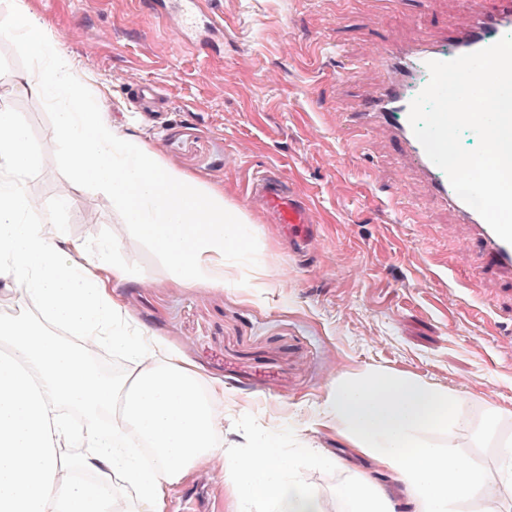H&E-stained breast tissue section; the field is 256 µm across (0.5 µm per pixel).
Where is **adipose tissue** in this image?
Instances as JSON below:
<instances>
[{"label": "adipose tissue", "instance_id": "obj_1", "mask_svg": "<svg viewBox=\"0 0 512 512\" xmlns=\"http://www.w3.org/2000/svg\"><path fill=\"white\" fill-rule=\"evenodd\" d=\"M43 163L26 126L0 104V299H29L37 319L0 317V512H168L169 495L198 471H231L229 512H322L304 467L332 463L319 448L291 462L264 434L224 451V384L204 382L144 331H128L112 286L131 279L107 245L71 238L38 205L25 176ZM112 347L133 373L123 382L91 365ZM318 426L365 460L336 498L350 512H512V438L487 468L464 453L456 395L374 367L331 386ZM402 490L391 502L376 482Z\"/></svg>", "mask_w": 512, "mask_h": 512}]
</instances>
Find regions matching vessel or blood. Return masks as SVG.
I'll use <instances>...</instances> for the list:
<instances>
[{
    "label": "vessel or blood",
    "instance_id": "obj_1",
    "mask_svg": "<svg viewBox=\"0 0 512 512\" xmlns=\"http://www.w3.org/2000/svg\"><path fill=\"white\" fill-rule=\"evenodd\" d=\"M492 12H475L461 27L450 29L441 39L422 32L413 44L391 42L377 49L383 70L381 85L362 104L357 119L360 125L386 130L397 145L401 168L409 181L423 185L437 205L453 212L458 223L468 225L466 248L476 258L477 268L512 281V244L502 240L451 186L445 172L426 155L415 137L409 109L412 99L429 80L426 67L430 61H448L486 48L512 34V0H496ZM211 0H154V11L169 19V29L179 43L196 30L212 31L220 25L209 14ZM251 194L257 198L275 223L287 225L292 240L308 246L315 239V211L309 200L296 193L284 176H267L254 180Z\"/></svg>",
    "mask_w": 512,
    "mask_h": 512
}]
</instances>
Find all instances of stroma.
Instances as JSON below:
<instances>
[{"label":"stroma","mask_w":512,"mask_h":512,"mask_svg":"<svg viewBox=\"0 0 512 512\" xmlns=\"http://www.w3.org/2000/svg\"><path fill=\"white\" fill-rule=\"evenodd\" d=\"M75 64L112 125L139 135L167 167L224 188L259 243L257 267L233 264V281L179 288L140 244L112 255L153 285L115 286L129 329L147 330L185 356L202 378L232 391L224 403L225 447L242 433L283 432L296 455L308 444L336 465L311 469L307 482L325 512H345L338 484L358 460L312 425L333 379L371 367L407 373L460 391L463 411L481 423L487 410L512 407V286L474 277L458 248L466 234L452 213L410 188L386 135L354 121L380 79L365 43L413 41L467 21L457 0H213L224 19L214 43L183 46L138 0H21ZM22 68L0 39V96L21 114L44 164L26 189L55 212L68 233L92 243L123 220L101 192L75 185L54 161L50 121L40 97L15 92ZM146 82L166 98L147 116L133 103ZM280 168L317 208L312 253L297 257L282 225L246 201L253 177ZM447 256L469 290L430 272ZM267 285L252 287L258 270ZM490 314L475 329L466 299ZM231 473L204 472L180 485L170 512H189L184 495L205 488L206 512H225Z\"/></svg>","instance_id":"35a3bbf8"}]
</instances>
